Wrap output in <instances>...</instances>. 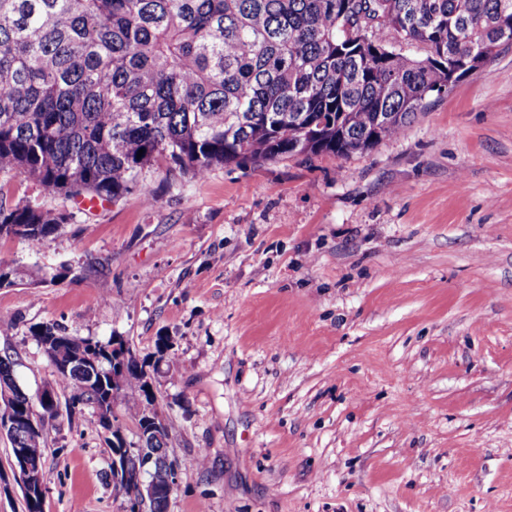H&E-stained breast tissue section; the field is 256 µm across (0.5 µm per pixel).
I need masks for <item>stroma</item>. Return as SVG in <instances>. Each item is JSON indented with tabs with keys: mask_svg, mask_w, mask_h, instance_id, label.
Returning a JSON list of instances; mask_svg holds the SVG:
<instances>
[{
	"mask_svg": "<svg viewBox=\"0 0 512 512\" xmlns=\"http://www.w3.org/2000/svg\"><path fill=\"white\" fill-rule=\"evenodd\" d=\"M147 181L89 210L0 173L74 214L0 240L38 278L0 288L26 393L56 380L35 327L123 337L172 424L167 512H512V45L373 150ZM45 427V512H121L90 409Z\"/></svg>",
	"mask_w": 512,
	"mask_h": 512,
	"instance_id": "1",
	"label": "stroma"
}]
</instances>
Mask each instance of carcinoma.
<instances>
[{"mask_svg":"<svg viewBox=\"0 0 512 512\" xmlns=\"http://www.w3.org/2000/svg\"><path fill=\"white\" fill-rule=\"evenodd\" d=\"M344 13L364 18L366 37L388 31L404 46L347 44ZM504 30L512 0H0V172L71 201L115 203L149 195L155 168L200 179L218 166L348 157L401 134L448 87V67L486 61L506 44ZM414 45L424 57L404 52ZM68 220L0 202V238L20 227L40 243ZM58 334L45 324L33 337L57 386L75 391L67 411L87 406L98 423L125 356L121 403L143 447L130 454L122 499L139 500L151 480L148 512H166L172 426H146L160 409L145 361L110 339ZM82 348L97 366L85 390L84 371L66 368ZM13 396L24 412L40 407L42 421L59 415L54 396L36 403L17 384ZM7 436L44 464L45 425L19 422Z\"/></svg>","mask_w":512,"mask_h":512,"instance_id":"carcinoma-1","label":"carcinoma"}]
</instances>
